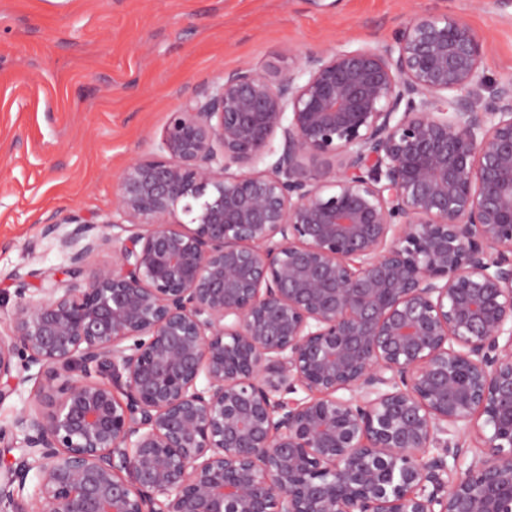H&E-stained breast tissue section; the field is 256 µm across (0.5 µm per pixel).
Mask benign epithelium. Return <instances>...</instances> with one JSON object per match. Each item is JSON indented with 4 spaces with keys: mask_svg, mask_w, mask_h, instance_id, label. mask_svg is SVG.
Here are the masks:
<instances>
[{
    "mask_svg": "<svg viewBox=\"0 0 512 512\" xmlns=\"http://www.w3.org/2000/svg\"><path fill=\"white\" fill-rule=\"evenodd\" d=\"M451 12L170 114L18 291L0 512H512V78ZM306 393L296 398L298 392ZM476 448L469 467L449 466ZM43 374L38 380L25 383L19 391L0 404V426L10 427L15 417L23 410L37 406L36 394L38 387L46 384Z\"/></svg>",
    "mask_w": 512,
    "mask_h": 512,
    "instance_id": "benign-epithelium-1",
    "label": "benign epithelium"
}]
</instances>
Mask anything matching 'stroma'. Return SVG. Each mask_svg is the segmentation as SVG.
Instances as JSON below:
<instances>
[{
	"label": "stroma",
	"instance_id": "obj_1",
	"mask_svg": "<svg viewBox=\"0 0 512 512\" xmlns=\"http://www.w3.org/2000/svg\"><path fill=\"white\" fill-rule=\"evenodd\" d=\"M441 11L481 35L491 95L512 77V0H0V329L18 289L49 288L37 271L69 266L43 225L111 220L124 168L224 72L294 73L299 52L383 45Z\"/></svg>",
	"mask_w": 512,
	"mask_h": 512
}]
</instances>
